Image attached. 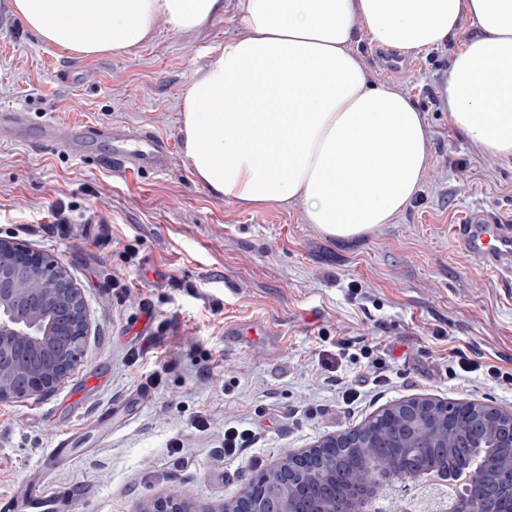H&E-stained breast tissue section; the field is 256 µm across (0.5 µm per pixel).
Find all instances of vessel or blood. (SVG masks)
I'll return each instance as SVG.
<instances>
[{
	"label": "vessel or blood",
	"instance_id": "vessel-or-blood-1",
	"mask_svg": "<svg viewBox=\"0 0 512 512\" xmlns=\"http://www.w3.org/2000/svg\"><path fill=\"white\" fill-rule=\"evenodd\" d=\"M0 132L24 145L46 144L80 152L90 141L105 138L112 142L109 161L113 169L135 173L145 168L165 171L172 152L167 140L154 134H134L128 127L103 128L93 123L43 121L31 126L27 113L0 110ZM456 238L467 255L482 267L512 272V226L490 222L481 213L470 212L455 225ZM74 492L62 491L29 498L31 512H74Z\"/></svg>",
	"mask_w": 512,
	"mask_h": 512
}]
</instances>
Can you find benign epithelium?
Segmentation results:
<instances>
[{
	"label": "benign epithelium",
	"mask_w": 512,
	"mask_h": 512,
	"mask_svg": "<svg viewBox=\"0 0 512 512\" xmlns=\"http://www.w3.org/2000/svg\"><path fill=\"white\" fill-rule=\"evenodd\" d=\"M42 287H34V282ZM89 330L84 297L72 286L64 263L13 239L0 238V402L49 392L79 359V345ZM436 402H402L392 433L402 439L435 412ZM486 417L470 415L469 438L457 444L471 448L483 437ZM353 431L332 433L308 450L287 451L278 465L250 481L234 499L210 512H333L336 484L313 481L318 448H352ZM436 475L414 460L398 475L395 491L406 503L400 512H455ZM369 487L353 476L345 489L346 512H363ZM139 512H199L185 489L143 500Z\"/></svg>",
	"instance_id": "7a95c632"
}]
</instances>
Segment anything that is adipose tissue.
I'll use <instances>...</instances> for the list:
<instances>
[{"label": "adipose tissue", "mask_w": 512, "mask_h": 512, "mask_svg": "<svg viewBox=\"0 0 512 512\" xmlns=\"http://www.w3.org/2000/svg\"><path fill=\"white\" fill-rule=\"evenodd\" d=\"M245 33L226 40L182 99L184 155L200 183L250 207L301 203L338 240L392 223L430 166L412 98L370 82L349 45L414 55L463 22L479 36L454 54L440 98L454 129L512 157V0H238ZM43 43L84 58L137 46L158 21L197 31L224 0H12Z\"/></svg>", "instance_id": "ef3b65f1"}]
</instances>
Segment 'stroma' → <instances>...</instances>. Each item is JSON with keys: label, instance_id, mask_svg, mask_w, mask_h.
<instances>
[{"label": "stroma", "instance_id": "1", "mask_svg": "<svg viewBox=\"0 0 512 512\" xmlns=\"http://www.w3.org/2000/svg\"><path fill=\"white\" fill-rule=\"evenodd\" d=\"M224 2L203 30L161 20L139 46L76 58L40 42L0 0V108L35 124H121L175 144L165 172L129 177L105 165L109 140L77 158L0 134V237L61 259L90 322L78 362L53 391L0 402V497L14 500L13 512H24L28 492L64 487L77 495L76 512H137L176 485L211 512L284 449L311 448L403 400L512 412V385L451 373L460 352L512 373V274L474 265L451 233L468 209L512 225V159L458 135L440 102L449 60L475 27L463 23L416 56L357 35L352 48L371 81L399 88L423 112L432 158L403 213L341 241L309 224L301 205L253 208L213 194L179 146L184 91L243 31L237 0ZM60 203L70 223L57 230ZM244 321L272 333L239 342L229 330ZM365 339L375 345L369 360ZM154 372L159 384L145 389ZM351 385L362 396L347 405L341 390ZM228 423L256 432L230 461ZM63 430L75 454L47 466Z\"/></svg>", "mask_w": 512, "mask_h": 512}]
</instances>
